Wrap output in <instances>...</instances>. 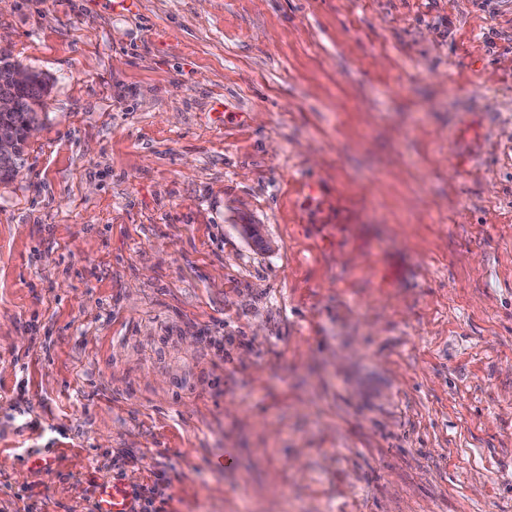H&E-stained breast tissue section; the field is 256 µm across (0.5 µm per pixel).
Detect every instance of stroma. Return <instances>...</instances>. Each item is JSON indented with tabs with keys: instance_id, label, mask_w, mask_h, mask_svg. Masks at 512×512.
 <instances>
[{
	"instance_id": "obj_1",
	"label": "stroma",
	"mask_w": 512,
	"mask_h": 512,
	"mask_svg": "<svg viewBox=\"0 0 512 512\" xmlns=\"http://www.w3.org/2000/svg\"><path fill=\"white\" fill-rule=\"evenodd\" d=\"M0 46L47 82L0 512H512V0H0ZM132 490L121 483H105L99 487L95 497L94 512H131Z\"/></svg>"
}]
</instances>
